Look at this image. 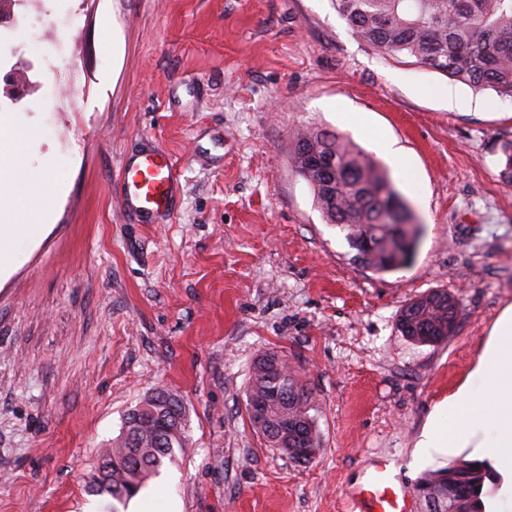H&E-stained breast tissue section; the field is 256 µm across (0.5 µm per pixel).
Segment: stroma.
I'll return each mask as SVG.
<instances>
[{
	"label": "stroma",
	"instance_id": "obj_1",
	"mask_svg": "<svg viewBox=\"0 0 512 512\" xmlns=\"http://www.w3.org/2000/svg\"><path fill=\"white\" fill-rule=\"evenodd\" d=\"M28 17L17 50L53 66L4 119L34 130L24 170L56 191L0 277V512H110L86 492L96 450L162 386L190 448L119 512H350L377 459L411 489L448 467L416 444L512 305V100L377 53L332 0H43ZM51 20L80 32L52 55L36 36ZM305 126L363 147L376 128L402 150L413 174H390L422 226L406 266L353 262L295 171ZM152 147L180 191L146 224L118 176ZM437 290L460 303L455 335L403 336V308ZM265 352L310 395V463L249 422Z\"/></svg>",
	"mask_w": 512,
	"mask_h": 512
}]
</instances>
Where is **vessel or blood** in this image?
<instances>
[{
  "mask_svg": "<svg viewBox=\"0 0 512 512\" xmlns=\"http://www.w3.org/2000/svg\"><path fill=\"white\" fill-rule=\"evenodd\" d=\"M178 186L174 164L163 151L141 153L124 164L121 199L124 209L149 218L167 211ZM407 491L392 478L387 460L373 466L366 484L351 498V512H411L405 500Z\"/></svg>",
  "mask_w": 512,
  "mask_h": 512,
  "instance_id": "b4317fda",
  "label": "vessel or blood"
}]
</instances>
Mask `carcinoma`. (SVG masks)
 Masks as SVG:
<instances>
[{
	"label": "carcinoma",
	"instance_id": "1",
	"mask_svg": "<svg viewBox=\"0 0 512 512\" xmlns=\"http://www.w3.org/2000/svg\"><path fill=\"white\" fill-rule=\"evenodd\" d=\"M338 13L353 32L378 52L395 58L406 55L415 62L475 89L489 87L512 99V0H335ZM293 163L311 186L325 222L346 232L356 254L371 244L366 268L382 273L403 267L422 234L409 205L374 157L348 138L320 130H300L294 137ZM313 146L333 163L335 183L326 188L317 171L299 162V148ZM500 175L512 184V141L501 148ZM447 292L427 304L413 300L401 311L398 326L404 336L423 331H446ZM296 395L298 401L270 404L266 422L251 420L268 447L297 460L295 450L280 447L270 431L308 408L310 397L282 364L274 374L253 367L247 395L268 396L277 390ZM189 445L185 408L179 395L158 388L125 417L122 433L99 449L89 480L94 496L122 502L132 498L176 452ZM490 473L476 461H462L428 471L417 486L448 488L439 512H484L481 494Z\"/></svg>",
	"mask_w": 512,
	"mask_h": 512
}]
</instances>
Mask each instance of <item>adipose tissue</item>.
Wrapping results in <instances>:
<instances>
[{
    "label": "adipose tissue",
    "mask_w": 512,
    "mask_h": 512,
    "mask_svg": "<svg viewBox=\"0 0 512 512\" xmlns=\"http://www.w3.org/2000/svg\"><path fill=\"white\" fill-rule=\"evenodd\" d=\"M20 170L16 162L0 167V273L42 234L50 216L45 210L29 218L15 208ZM419 446L430 457L471 448L512 476V306L494 324L470 379L430 415Z\"/></svg>",
    "instance_id": "obj_1"
}]
</instances>
